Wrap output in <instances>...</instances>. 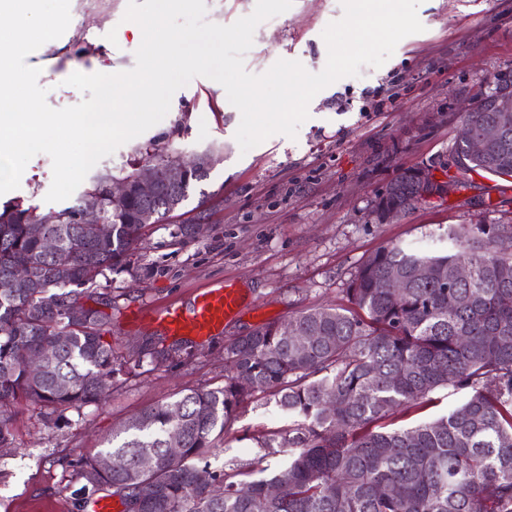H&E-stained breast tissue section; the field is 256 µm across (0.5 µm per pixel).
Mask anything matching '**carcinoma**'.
Returning a JSON list of instances; mask_svg holds the SVG:
<instances>
[{
	"label": "carcinoma",
	"mask_w": 512,
	"mask_h": 512,
	"mask_svg": "<svg viewBox=\"0 0 512 512\" xmlns=\"http://www.w3.org/2000/svg\"><path fill=\"white\" fill-rule=\"evenodd\" d=\"M488 93L463 121L472 131L499 121ZM154 164L181 159L170 147H143ZM209 170L193 169L164 196H108L120 177L92 175L74 203L42 210L8 202L0 209V447L13 440L4 407L30 402L46 418L63 417L103 400L101 385L119 371L112 356L108 315L86 307L83 321L70 304L98 297L112 305L114 270L139 273L140 249L151 209L159 222L175 212ZM512 176V123L488 157L467 156L458 138L442 168L451 193L474 187L473 176ZM413 169L403 170L378 196L393 205L411 192ZM99 198L107 232L83 224V200ZM58 241L44 250L32 227ZM424 250L391 243L357 270L347 307L304 309L288 320L295 337L311 336L299 351L267 323L224 347V385L195 390L133 415L108 447L79 461L77 502L110 489L124 512H512V224H456ZM467 265V281L453 278ZM430 270L421 279L417 272ZM399 277L395 295L377 283ZM105 285H100V280ZM102 292H97L98 287ZM454 298L448 307V297ZM43 349L51 358L39 374L27 361ZM448 385L466 391L448 414L410 427L384 422L400 410L421 408ZM287 413L288 427L255 437L264 456L284 455L269 478L239 480L247 464L214 470L213 441L248 400ZM181 452H167L168 437ZM206 472L209 480L199 474ZM277 487L271 495L267 488Z\"/></svg>",
	"instance_id": "1"
}]
</instances>
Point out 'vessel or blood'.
Masks as SVG:
<instances>
[{"mask_svg":"<svg viewBox=\"0 0 512 512\" xmlns=\"http://www.w3.org/2000/svg\"><path fill=\"white\" fill-rule=\"evenodd\" d=\"M243 303L239 288L224 283L197 289L190 306L171 301L151 309V319L173 336L204 338L223 329Z\"/></svg>","mask_w":512,"mask_h":512,"instance_id":"obj_1","label":"vessel or blood"}]
</instances>
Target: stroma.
<instances>
[{
	"instance_id": "1",
	"label": "stroma",
	"mask_w": 512,
	"mask_h": 512,
	"mask_svg": "<svg viewBox=\"0 0 512 512\" xmlns=\"http://www.w3.org/2000/svg\"><path fill=\"white\" fill-rule=\"evenodd\" d=\"M127 0H84L43 50L26 57L40 68L50 107L79 103L66 85L73 72L115 73L135 65L141 43L135 23L124 21ZM423 32L402 39L378 68L362 67L319 91L296 138L276 134L248 152L235 140L239 111L224 87L193 78L175 92L166 117L102 159L112 170L137 172L147 164L135 146H170L192 157L217 144L206 180L182 206L145 231L141 262L150 275L112 277L111 331L106 339L123 372L109 381L106 400L83 414L45 422L40 407L16 406L14 442L0 447V512H92L74 506V465L105 448L141 410L178 393L224 384V346L255 327L281 323L306 308L343 305L345 290L365 259L389 243L434 245L440 229L478 219L509 222L497 202L498 177H476L474 189L379 222L375 201L404 169L447 157L464 107L487 90L489 77L512 71V0H422ZM344 14L341 0H293L283 14L261 23L244 57L253 74L277 60L299 61L317 73L327 61L325 27ZM184 117L176 125V117ZM52 182L48 155L34 156L18 189L0 195L48 209ZM182 224L201 225L193 236ZM238 281L247 296L242 312L222 332L198 342L167 336L148 311L176 300L190 304L204 284ZM179 345L161 365L134 366L133 352ZM288 417L275 406L248 401L217 439L212 467L256 458L255 435L279 429Z\"/></svg>"
}]
</instances>
